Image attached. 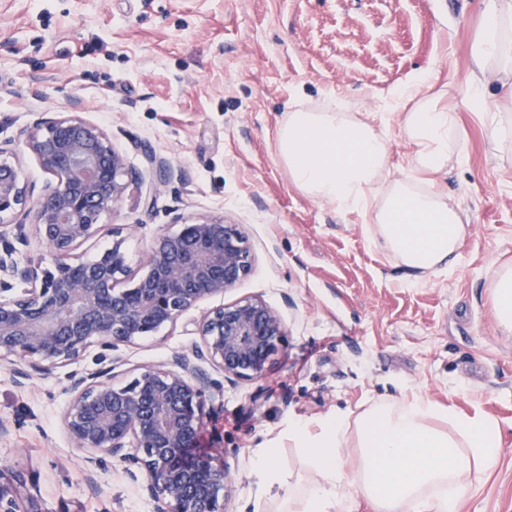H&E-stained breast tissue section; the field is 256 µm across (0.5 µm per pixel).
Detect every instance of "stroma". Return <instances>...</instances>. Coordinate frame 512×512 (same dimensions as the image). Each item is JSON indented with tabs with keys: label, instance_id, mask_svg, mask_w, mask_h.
Masks as SVG:
<instances>
[{
	"label": "stroma",
	"instance_id": "stroma-1",
	"mask_svg": "<svg viewBox=\"0 0 512 512\" xmlns=\"http://www.w3.org/2000/svg\"><path fill=\"white\" fill-rule=\"evenodd\" d=\"M482 0H0V142L17 145L40 112H68L101 125L135 176L92 258L112 229L135 225L128 261L140 269L154 241L176 231V216L221 217L242 225L251 274L225 301L259 295L282 315L284 347L256 382L225 385L206 424L223 442L233 482L230 512H277L250 478L255 449L307 477L288 440L295 418L359 413L403 388L467 413L496 418L504 453L462 512H512V335L493 309L496 274L512 267V161L489 136L491 113L461 111L465 162L445 186L471 222L453 272L423 285L398 283L397 260L372 246V224L340 216L293 184L279 161L275 131L289 104L340 105L390 141V178L411 147L397 114L401 89L419 74L430 91L468 92L469 52ZM167 158L161 176L150 155ZM190 310L160 337L114 351L115 373L191 352ZM97 348L79 361L16 383L0 362V481L20 482L39 512H156L120 463L82 475L63 424L74 371L96 367Z\"/></svg>",
	"mask_w": 512,
	"mask_h": 512
}]
</instances>
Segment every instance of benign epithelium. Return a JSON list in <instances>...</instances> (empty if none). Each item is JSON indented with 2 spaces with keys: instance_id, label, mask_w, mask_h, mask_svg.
I'll list each match as a JSON object with an SVG mask.
<instances>
[{
  "instance_id": "7a95c632",
  "label": "benign epithelium",
  "mask_w": 512,
  "mask_h": 512,
  "mask_svg": "<svg viewBox=\"0 0 512 512\" xmlns=\"http://www.w3.org/2000/svg\"><path fill=\"white\" fill-rule=\"evenodd\" d=\"M32 154L56 182L33 208V222L15 225V241L0 234V361L17 358L34 375L82 358L133 345L177 326L199 302L222 295L252 271L254 254L239 224L222 218L180 223L160 236L139 273L127 263L123 229L93 260L80 249L103 230L132 175L108 133L78 112L39 115L25 134ZM0 145V222L27 209L30 191ZM34 235L46 253L25 262L15 243ZM192 355L142 365L116 381L109 365L71 376L64 426L83 454L86 477L117 460L123 473L158 503V512H226L233 478L219 463L225 448L204 447L207 406L224 383L258 381L286 336L280 312L258 295L219 304L194 322ZM205 362L222 375L201 372ZM0 512H38L17 489L0 483Z\"/></svg>"
}]
</instances>
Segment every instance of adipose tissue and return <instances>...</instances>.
I'll return each mask as SVG.
<instances>
[{
	"mask_svg": "<svg viewBox=\"0 0 512 512\" xmlns=\"http://www.w3.org/2000/svg\"><path fill=\"white\" fill-rule=\"evenodd\" d=\"M468 81L472 92L453 104L429 94L423 74L402 90L413 106L398 125L413 156L407 173L390 182L388 140L343 107L295 103L277 126V153L293 184L341 214L371 213L373 241L395 256L408 287L459 264L470 217L443 185L449 164L463 158L459 110L502 112L491 136L512 153V0H484ZM288 440L305 459L306 481H286L274 449H257L250 461L251 478L279 500L280 512H356L362 499L372 512H461L473 482L502 455L496 419L421 394L376 401L357 415L291 420ZM346 448L354 459L344 458Z\"/></svg>",
	"mask_w": 512,
	"mask_h": 512,
	"instance_id": "ef3b65f1",
	"label": "adipose tissue"
}]
</instances>
